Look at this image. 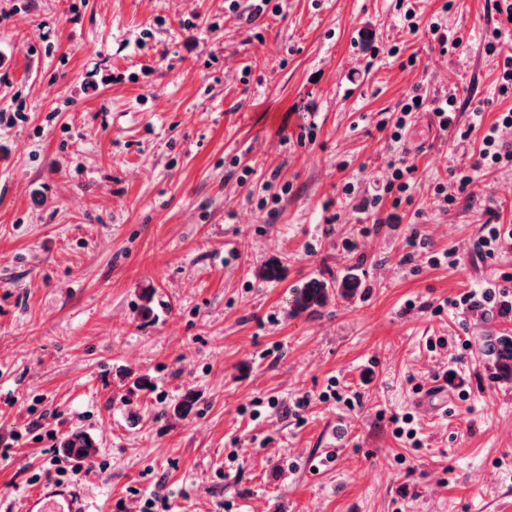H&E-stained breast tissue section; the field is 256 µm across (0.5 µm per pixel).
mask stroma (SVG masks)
I'll use <instances>...</instances> for the list:
<instances>
[{"label": "stroma", "mask_w": 512, "mask_h": 512, "mask_svg": "<svg viewBox=\"0 0 512 512\" xmlns=\"http://www.w3.org/2000/svg\"><path fill=\"white\" fill-rule=\"evenodd\" d=\"M497 3L0 0V512L75 430L97 455L64 480L96 512H512V382L483 354L512 335V247L480 246L512 162L449 184L512 110ZM416 89L453 122L393 141ZM401 152L410 202L359 210ZM329 288H332L330 284L319 280H311L305 283L295 292L293 298L294 312L314 311L325 306L330 297Z\"/></svg>", "instance_id": "1"}]
</instances>
